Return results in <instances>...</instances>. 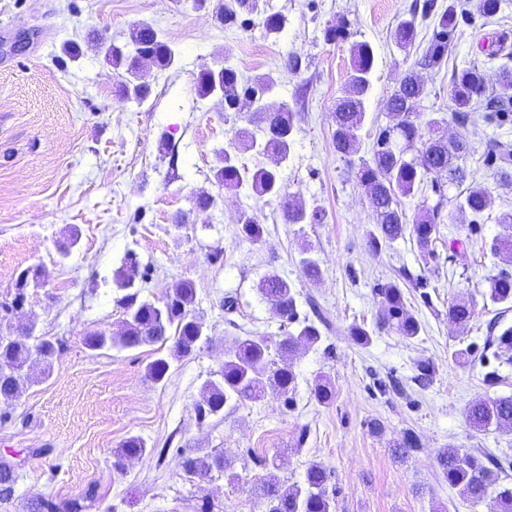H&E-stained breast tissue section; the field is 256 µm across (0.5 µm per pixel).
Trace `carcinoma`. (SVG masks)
<instances>
[{
  "label": "carcinoma",
  "mask_w": 512,
  "mask_h": 512,
  "mask_svg": "<svg viewBox=\"0 0 512 512\" xmlns=\"http://www.w3.org/2000/svg\"><path fill=\"white\" fill-rule=\"evenodd\" d=\"M262 17L266 33L279 35L287 26V17L280 12L269 13L261 7L260 0H228L219 19L224 25L235 24L241 13ZM422 18L435 17L428 45L417 62L422 69H438L448 55L459 25L456 0L439 5L436 0H425L421 8ZM418 35L417 16L401 20L390 33L394 45L403 51L414 47ZM95 46L104 53V60L121 71L122 96L143 101L147 87L141 81L143 69L148 65L167 68L176 60V50L162 39L149 22H138L129 30L124 47L107 46L103 38L94 39ZM352 65L345 89L336 100L331 113L334 130L333 145L336 153L346 158L356 151L361 139L365 119V100L371 89V73L376 56L367 42L351 47ZM224 88V111H233L239 103L254 95L257 103L250 113V127L238 132L237 140L244 149L258 156L274 158L271 167L251 168L239 160L238 153L224 149L219 153L220 166L215 172L217 182L228 190H247L257 198L283 196L280 165L291 157L298 113L295 106L274 95L275 80L270 76L254 82L243 80L236 67L224 63L216 68H205L198 76V93L210 97L216 86ZM500 94H487V80L482 68L476 64L465 66L452 74L449 98L455 119L465 126L486 111L506 112L512 108V69L504 67L498 78ZM424 97V83L413 69L405 71L387 101L388 122L379 128L371 147V156L360 162L357 180L367 188L372 198L376 230L369 235L367 246L377 252L390 247L405 234H411L420 249L422 258L434 255V246L441 236L442 211L447 196L441 185L431 183L432 177L448 176V187L458 189L455 195L456 210L469 214L478 221L491 210L495 197L485 186L466 183L468 178L465 160L470 153L467 139L458 135L448 137L447 120L429 117L420 121L416 106ZM485 164L494 168L499 181L512 184V143L498 141L494 150L485 157ZM431 186L437 200L424 205L415 222L407 223L402 200L423 192ZM284 220L288 224H318L321 213L306 204L287 203ZM240 232L246 239L259 242L263 227L252 213L239 218ZM495 255L512 259V233L499 234L490 244ZM138 275L137 261L125 259L115 275L118 288H131ZM258 292L266 299L287 332L274 343L265 336H241L224 350V366L217 378L207 381L202 402L197 405L199 418L217 415L224 411L229 401H259L267 390L273 388L285 402L292 400L296 386V374L292 369L278 365L272 359V351L291 353L300 346L314 347L321 343L322 333L312 322L300 318L296 292L292 284L276 272L264 275L257 284ZM196 288L192 281L174 282L165 300L156 304L149 300L137 301L128 294L126 318L119 334L103 331L91 333L86 340L92 350L105 347L137 348L142 345L172 342L170 357L181 358L199 350L211 342L205 324L190 314ZM379 305L377 327H387L399 335L412 339L419 335L421 324L406 307L404 292L395 282H388L375 289ZM486 296L494 304L512 307V271H502L490 282ZM474 315V306L465 300L448 305V318L460 325H467ZM35 321L19 326L16 332L0 340V366L10 368L0 374V398L9 399L19 394L27 374L24 369L31 358H38L45 370H50L60 354L61 343L57 340L31 334ZM496 347L494 356L503 363L512 364V326L500 329L498 323L488 324V336L484 347ZM170 368L167 358L159 357L146 367V376L154 383L165 380ZM466 420L475 430L492 425L512 427V396L497 398L476 397L466 407ZM419 448L418 438L412 432L403 435L391 449L392 455L405 459ZM147 452L146 443L138 437L128 438L113 453L114 470L121 472L125 462ZM439 477L451 489L459 491L467 501L477 504L490 502L493 512H512V483H502L495 472L502 469L501 460L485 450L444 448L436 455ZM181 467L190 479L203 478L214 469L224 470L227 481L234 482L238 475L224 464V457L202 448L183 458ZM332 472L311 464L302 484L286 486L277 476L270 474L263 484L264 512H335L334 496L329 494Z\"/></svg>",
  "instance_id": "cac0c4a2"
}]
</instances>
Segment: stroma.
Wrapping results in <instances>:
<instances>
[{
    "label": "stroma",
    "mask_w": 512,
    "mask_h": 512,
    "mask_svg": "<svg viewBox=\"0 0 512 512\" xmlns=\"http://www.w3.org/2000/svg\"><path fill=\"white\" fill-rule=\"evenodd\" d=\"M416 2L265 0L268 11L288 19L282 34L269 36L257 15L243 27L225 28L218 20L224 0H0L6 25L0 32V303L13 299L24 269L41 268L46 280L0 321V332L33 317L38 335L62 345L50 373L32 363V380L19 396L0 398V461L18 474L11 490L0 489V512H30L41 500L67 512L76 499L83 512H263L266 475L299 484L312 463L332 472L336 512H491L489 503L471 504L440 480L436 453L488 449L503 462L500 479L512 482V428L477 432L465 418L475 397L512 396V364L501 365L489 382L482 366L453 357L482 344L492 319L512 325V308L500 310L486 298L490 278L506 265L489 245L502 231L498 213L512 210V187L501 186L482 164L490 141H512V121L459 127L448 85L454 69L475 62L488 91H497L498 72L512 68V54L488 58L478 37L512 35V0H503L493 20L468 9L442 68L421 73L420 112L448 118L449 134L465 132L472 148L467 166L495 196L478 232L447 201L444 239L427 262L409 235L380 251L368 249L375 220L356 178L357 163L369 158L373 137L387 122L391 90L416 60L389 39ZM143 20L177 58L170 68L145 71L143 102L123 101L115 93L117 70L91 39L123 44ZM330 21L344 22L349 39L325 41ZM359 41L373 46L376 66L362 139L347 159L333 147L330 114L351 68V45ZM291 54L302 59L299 73L282 66ZM226 60L246 79L271 75L276 97L297 104L293 152L282 168L286 198L228 191L214 177L219 151L233 148L248 119L247 112L225 111L218 99L198 95L200 70ZM203 191L216 199L205 210L196 205ZM296 198L320 208L321 223H285L284 204ZM245 211L263 224L262 241L240 235ZM179 215L185 224H176ZM451 238L466 242L465 256L451 255ZM307 252L321 266L320 282L302 272ZM128 256L142 274L139 300L163 301L172 283L192 280L191 312L213 338L212 346L171 359L159 384L145 369L168 357V346L93 351L84 343L90 332L120 331L126 309L112 275ZM403 270L409 279L400 278ZM271 271L293 285L301 315L325 318L322 341L281 360L297 376L292 402L271 392L199 418L203 386L221 369L225 347L239 336L285 331L256 291ZM390 281L399 283L422 323L416 338L375 327L373 288ZM228 295L237 300L231 312L221 306ZM459 298L475 306L463 327L448 319L449 304ZM354 325L371 329L369 344L351 340ZM422 363L434 371L424 386L416 380ZM322 375L336 390L329 405L313 395ZM375 421L382 425L377 433ZM408 431L420 447L400 461L391 448ZM131 437L148 451L115 472L113 453ZM199 448L223 455L239 481L228 483L219 469L189 480L181 461Z\"/></svg>",
    "instance_id": "35a3bbf8"
}]
</instances>
